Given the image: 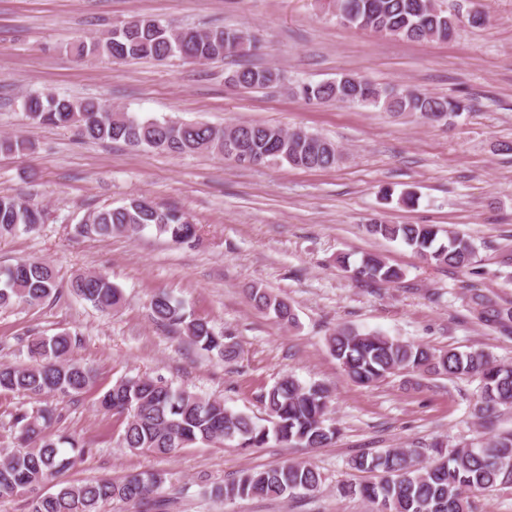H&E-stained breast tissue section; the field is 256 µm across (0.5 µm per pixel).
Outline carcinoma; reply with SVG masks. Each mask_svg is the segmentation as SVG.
<instances>
[{"label": "carcinoma", "instance_id": "carcinoma-1", "mask_svg": "<svg viewBox=\"0 0 512 512\" xmlns=\"http://www.w3.org/2000/svg\"><path fill=\"white\" fill-rule=\"evenodd\" d=\"M334 7L346 12L349 26L396 39L447 40L459 27V21L446 14L438 0H334ZM255 42V36L245 30L176 28L158 19L136 16L106 37L90 42L75 38L70 51L77 58L106 56L116 61L162 62L177 56L204 63L243 55ZM231 77L237 88L260 90L279 81L280 72L246 66L232 72ZM295 94L308 102L374 106L393 115L446 124L469 109L461 100L409 88L382 89L367 79L349 75L331 82L300 84ZM23 109L34 125L70 130L88 140L122 141L149 152L222 157L230 137L227 126L140 119L115 110L100 98L66 99L43 92L27 96ZM235 140L245 145L260 164L325 170L342 159L333 141L302 129L287 131L275 125L248 123L237 130ZM32 148L33 143L21 135L0 138V152L23 154ZM84 219L87 223L74 225V233L82 237H136L152 228L172 243L183 244L196 239L198 233L197 225L185 213L140 198L92 211ZM44 220V211L36 204L0 193V238L20 230L32 232ZM367 229L373 235L413 247L439 266L467 271L474 263L471 241L437 224L380 222ZM353 274L380 283L402 277L399 269L374 253L363 255ZM68 290L101 311H116L123 303L122 291L101 274L79 273L71 279ZM61 295L55 272L44 261L21 260L0 268V307H38ZM250 299L256 310L274 314L279 322H295L288 302L267 290L251 289ZM467 306L473 319L512 334L511 308L476 292L468 295ZM149 309L154 321L180 329L200 350L215 351L226 359L238 356L232 337L216 334L207 320L187 314L167 293L152 295ZM327 344L345 374L358 385L372 386L404 370L476 377L480 387L474 411L482 427L494 426L500 407L512 408V364L501 363L483 350L439 352L347 326L337 327ZM76 345L77 338L68 332L51 337L29 333L25 347L30 364L0 363V394L38 401L56 395L78 399L94 386L96 376L72 358ZM261 402L268 426L230 409L222 400L147 375L120 378L98 399L101 408L118 416L121 443L133 452L168 455L178 448L215 441H231L241 449L261 448L272 438L290 448H322L338 434L335 427L326 424L329 389L322 384H305L284 376L261 395ZM60 417L49 405L32 412L19 408L11 414L19 451L0 461V498L28 494L27 512H102L114 500L131 505L135 512H168L170 500L158 496L165 482L158 473L85 483L57 480L92 452L87 443L72 435L51 432L52 423ZM350 464L359 471L378 473V479L344 484L340 493L376 504L378 512H479L478 495L512 487V430L462 448H445L437 441L426 460L420 448H388L375 455H356ZM54 479L55 491H38L41 484ZM321 483V474L313 465L296 462L245 470L215 486L212 494L226 502L256 497L278 499L315 493Z\"/></svg>", "mask_w": 512, "mask_h": 512}]
</instances>
